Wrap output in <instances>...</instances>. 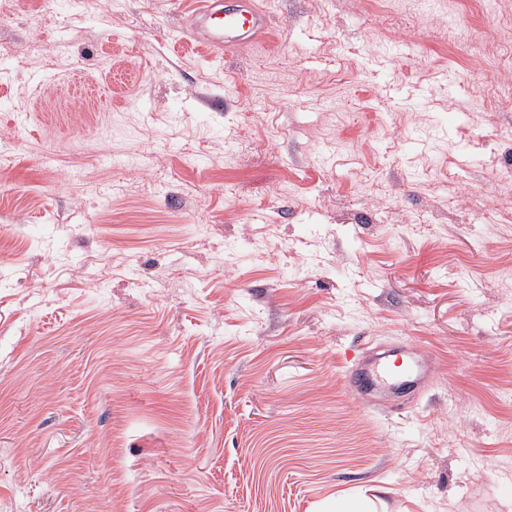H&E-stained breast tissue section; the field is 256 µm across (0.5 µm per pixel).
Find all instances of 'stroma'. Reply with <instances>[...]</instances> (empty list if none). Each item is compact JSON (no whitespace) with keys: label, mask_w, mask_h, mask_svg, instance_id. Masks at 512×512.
<instances>
[{"label":"stroma","mask_w":512,"mask_h":512,"mask_svg":"<svg viewBox=\"0 0 512 512\" xmlns=\"http://www.w3.org/2000/svg\"><path fill=\"white\" fill-rule=\"evenodd\" d=\"M255 3L0 0V512H512V0ZM252 2H249L247 9L229 8L223 12L216 10L215 0H196V6L189 15L190 37L209 48L219 50L240 44L241 38L237 35L238 32L248 35L252 40L256 39L263 25L261 24L262 16ZM208 21L221 35H206L203 38L196 35L195 31L200 23ZM376 356L380 357L374 358L375 360H370L366 376H358V374L355 373V376L359 377L357 378L359 383L362 385L360 390L362 396L367 394L371 390V387H374L379 383V379L382 382L387 383L390 388L405 391L412 389V391H415V386L418 385L419 378L416 377L412 365L408 366L402 373L398 374L393 370L392 364L387 357L388 355H385L384 353ZM382 358L386 359L384 361H377Z\"/></svg>","instance_id":"stroma-1"}]
</instances>
